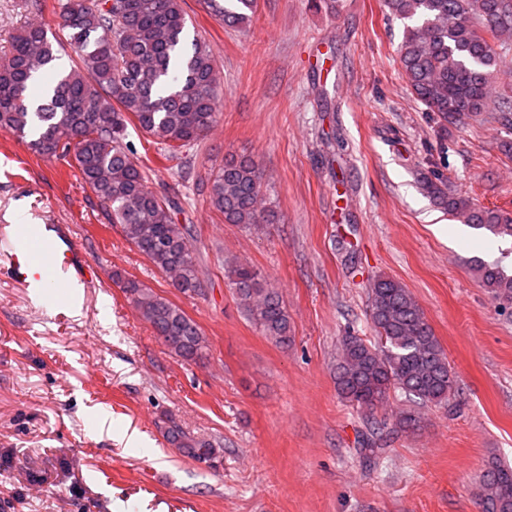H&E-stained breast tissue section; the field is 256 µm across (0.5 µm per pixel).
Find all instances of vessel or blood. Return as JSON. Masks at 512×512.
<instances>
[{"label": "vessel or blood", "mask_w": 512, "mask_h": 512, "mask_svg": "<svg viewBox=\"0 0 512 512\" xmlns=\"http://www.w3.org/2000/svg\"><path fill=\"white\" fill-rule=\"evenodd\" d=\"M78 253L76 240L64 235L60 225L21 224L9 244L7 268L18 284L52 297L69 288L68 272L76 273L80 285L92 282L94 271L80 266Z\"/></svg>", "instance_id": "obj_1"}]
</instances>
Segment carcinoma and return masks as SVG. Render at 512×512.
<instances>
[{"mask_svg": "<svg viewBox=\"0 0 512 512\" xmlns=\"http://www.w3.org/2000/svg\"><path fill=\"white\" fill-rule=\"evenodd\" d=\"M206 4L214 16L238 25L250 22L257 9V0ZM385 6L408 21L399 61L426 110L451 124L487 111L497 66L491 40L512 33V0H385ZM23 7L32 20L0 55V127L31 137L28 145L40 156L73 157L109 223L119 225L179 292L200 294L192 227L176 223L178 202L149 189L144 166L125 142L132 125L147 144L161 146L162 160L181 161L221 117L215 55L197 36L186 41L183 0H65L60 14L76 61L42 90L43 103L29 89L36 77L55 70L63 45L53 43L37 21L44 0H25ZM261 185L252 157H232L211 180V205L226 224L272 223L275 213L258 207ZM426 190L448 214L512 239L511 214L480 208L432 181ZM472 266L480 285L511 307L512 273L479 259ZM225 277L256 328L278 345L291 343V322L278 290L248 265H228ZM113 280L171 352L186 361L202 355L201 330L181 308L119 271ZM368 294L376 342L344 336L335 380L340 397L364 413L365 442L377 455L389 435L418 423L409 411L390 421L375 415L391 392L437 406L448 403L456 380L423 312L400 282L375 276ZM167 437L195 459L210 457L209 443L176 424ZM479 500L481 512H512V468L489 462Z\"/></svg>", "mask_w": 512, "mask_h": 512, "instance_id": "cac0c4a2", "label": "carcinoma"}]
</instances>
